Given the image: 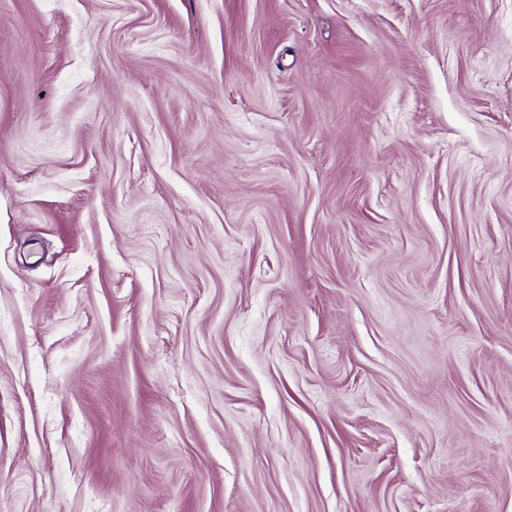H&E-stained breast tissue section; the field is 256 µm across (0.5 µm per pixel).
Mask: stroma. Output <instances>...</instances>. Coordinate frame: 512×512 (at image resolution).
Wrapping results in <instances>:
<instances>
[{"instance_id": "35a3bbf8", "label": "stroma", "mask_w": 512, "mask_h": 512, "mask_svg": "<svg viewBox=\"0 0 512 512\" xmlns=\"http://www.w3.org/2000/svg\"><path fill=\"white\" fill-rule=\"evenodd\" d=\"M0 512H512V0H0Z\"/></svg>"}]
</instances>
